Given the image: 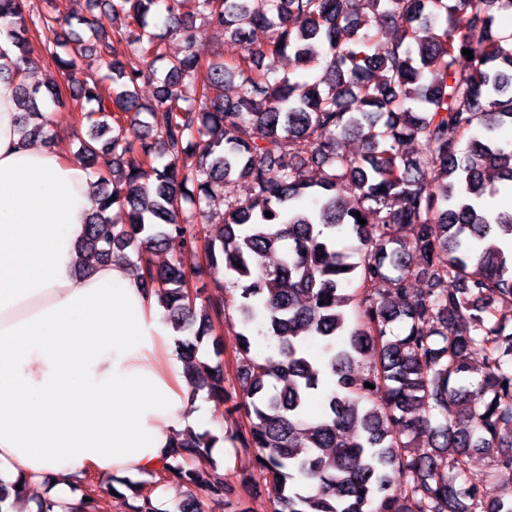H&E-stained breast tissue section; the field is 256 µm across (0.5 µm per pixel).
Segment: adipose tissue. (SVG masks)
Segmentation results:
<instances>
[{
	"mask_svg": "<svg viewBox=\"0 0 512 512\" xmlns=\"http://www.w3.org/2000/svg\"><path fill=\"white\" fill-rule=\"evenodd\" d=\"M16 117L0 80V480L73 504L87 475L161 469L210 405L191 400L176 333L127 265L77 274L89 176L23 141Z\"/></svg>",
	"mask_w": 512,
	"mask_h": 512,
	"instance_id": "obj_1",
	"label": "adipose tissue"
}]
</instances>
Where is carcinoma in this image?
Returning a JSON list of instances; mask_svg holds the SVG:
<instances>
[{
	"instance_id": "1",
	"label": "carcinoma",
	"mask_w": 512,
	"mask_h": 512,
	"mask_svg": "<svg viewBox=\"0 0 512 512\" xmlns=\"http://www.w3.org/2000/svg\"><path fill=\"white\" fill-rule=\"evenodd\" d=\"M89 2L73 21L53 0L37 13L28 0H0V34L16 50L0 78L15 84L18 132L54 144L41 107L61 89L28 83L34 26L49 34L70 97L89 105L77 159L87 169L104 159L77 251L104 263L132 250L141 286L182 334L193 393L238 415L229 437L174 436L151 474L156 486L189 487L174 509L147 482L115 479L132 492V512H237L223 478H200V465L217 469L211 448L225 440L277 486L272 512H512V498L488 501L467 479L472 448L490 455V474L512 475V362L502 352L512 331L496 319L512 306V212L484 206L512 188V143L497 136L512 126V27L498 18L512 0H265V11L253 0ZM199 18L248 53L198 57ZM385 28L393 36L377 56ZM170 32L183 53L165 52ZM290 54L306 73L277 76ZM91 56L104 75H83ZM144 81L158 83L152 102L136 94ZM155 112L166 113L158 129L146 121ZM127 122L146 128L139 142L124 138ZM346 137L359 154L342 150ZM407 141L424 153L402 154ZM217 195L224 223L211 227L203 204ZM115 206L125 223H113ZM341 234L351 251L336 249ZM201 241L206 266L224 277L206 298L189 291ZM171 248V261L153 262ZM230 309L240 324L234 393L218 335ZM258 336L274 353L253 354ZM208 338L213 365L200 360ZM315 396L323 411L313 416Z\"/></svg>"
}]
</instances>
